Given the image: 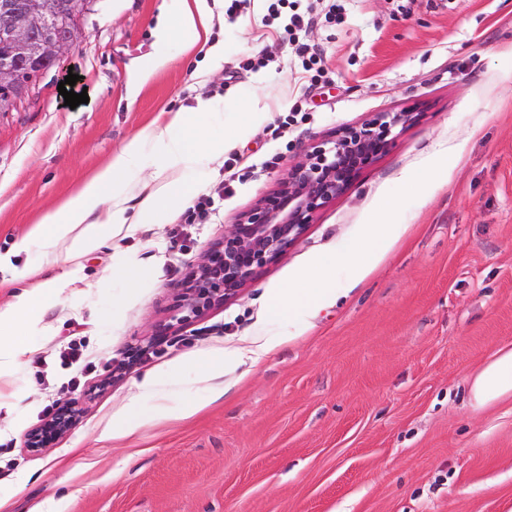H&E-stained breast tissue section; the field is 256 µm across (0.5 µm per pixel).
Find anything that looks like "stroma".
Returning a JSON list of instances; mask_svg holds the SVG:
<instances>
[{
	"instance_id": "obj_1",
	"label": "stroma",
	"mask_w": 512,
	"mask_h": 512,
	"mask_svg": "<svg viewBox=\"0 0 512 512\" xmlns=\"http://www.w3.org/2000/svg\"><path fill=\"white\" fill-rule=\"evenodd\" d=\"M209 0L207 41L156 54L153 29L178 0H94L77 49L0 115V254L65 286L36 316L35 351L0 374V512H512V396L475 411L472 376L512 347V0ZM310 10L289 37L293 10ZM324 74L311 82L295 51ZM78 74L65 106L58 84ZM209 99L212 133L233 113L266 118L213 161L173 171L210 196L67 261L31 232L142 129ZM413 114L395 144L317 211L300 239L224 303L187 315L190 271L225 229L278 187L308 147L381 112ZM389 243L364 271L354 246ZM31 236L16 254L17 238ZM341 260L335 301L270 319L272 297L321 255ZM124 257L141 286L112 268ZM225 372L222 399L186 369L166 396L192 404L113 438L147 373L201 350L261 344ZM149 351L129 364L133 349ZM73 427L38 451L27 434L64 401Z\"/></svg>"
}]
</instances>
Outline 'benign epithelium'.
<instances>
[{
  "mask_svg": "<svg viewBox=\"0 0 512 512\" xmlns=\"http://www.w3.org/2000/svg\"><path fill=\"white\" fill-rule=\"evenodd\" d=\"M81 24L58 0H4L0 3V112H11L37 78L70 54L79 42ZM412 119L410 112H381L360 125L343 128L333 139L309 148L288 168L280 188L261 199L188 276L183 306L198 313L234 295L255 268L277 259L304 232L313 215L341 195L395 142L392 130ZM76 406H59L49 424L31 430L25 447L43 448L71 429Z\"/></svg>",
  "mask_w": 512,
  "mask_h": 512,
  "instance_id": "benign-epithelium-1",
  "label": "benign epithelium"
}]
</instances>
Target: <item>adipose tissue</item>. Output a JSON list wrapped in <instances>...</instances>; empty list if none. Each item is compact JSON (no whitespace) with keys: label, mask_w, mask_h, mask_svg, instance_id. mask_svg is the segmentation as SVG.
Instances as JSON below:
<instances>
[{"label":"adipose tissue","mask_w":512,"mask_h":512,"mask_svg":"<svg viewBox=\"0 0 512 512\" xmlns=\"http://www.w3.org/2000/svg\"><path fill=\"white\" fill-rule=\"evenodd\" d=\"M210 18L208 0H180L176 11L160 14L157 40L163 46L176 40L184 47H193L206 37ZM210 109L208 100L196 98L194 106L175 113L164 127L150 130L158 155L157 191L133 200L130 171L140 141L131 139L106 166L78 186L56 209L41 217L36 235L50 244L69 240V256L76 259L95 250L105 237L129 231L137 224L163 223L167 212L184 206L190 196L185 184L168 179V172L202 157L211 160L223 155L247 131L249 124L262 118L261 113H247L245 122L231 127L223 138L213 139L208 135ZM336 263L333 256L317 258L284 295L273 301L272 313L279 316L307 311L333 300ZM31 278L36 279V286L16 294L6 308L0 309V369L13 366L33 353V346L20 333L30 330L45 298L59 291L62 284L60 277H42L30 268L12 274L16 282ZM510 394L512 349L498 352L474 377L470 403L478 410Z\"/></svg>","instance_id":"1"}]
</instances>
